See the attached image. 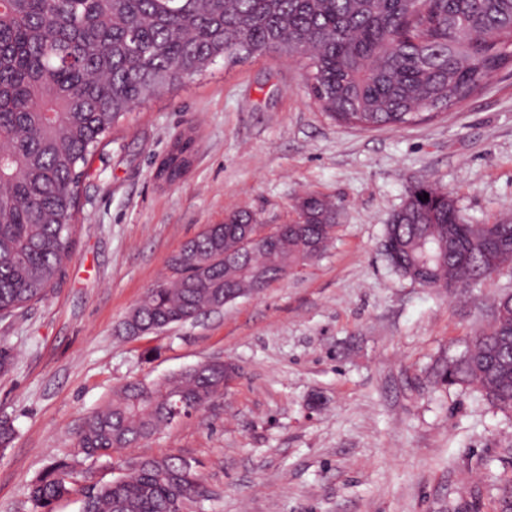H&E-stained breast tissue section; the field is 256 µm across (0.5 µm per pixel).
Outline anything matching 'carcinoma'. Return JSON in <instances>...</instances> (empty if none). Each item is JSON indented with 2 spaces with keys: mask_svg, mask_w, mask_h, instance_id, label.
Segmentation results:
<instances>
[{
  "mask_svg": "<svg viewBox=\"0 0 512 512\" xmlns=\"http://www.w3.org/2000/svg\"><path fill=\"white\" fill-rule=\"evenodd\" d=\"M271 53L307 60L311 99L339 125L369 130L430 121L512 70V0H0V319L57 287L75 244L91 159L114 124L160 89L229 61ZM195 138H175L168 181L192 165ZM429 199H422V195ZM279 248L255 244L224 262L235 235L208 226L168 260L170 276L122 322L146 336L199 316L224 288L253 287L261 269L279 281L321 257L336 204L307 194ZM397 274L432 289L465 288L512 266V223L470 224L454 199L420 179L385 226ZM209 279L194 281L195 266ZM437 386L470 387L512 414V304L491 329L440 358ZM224 386L213 362L154 384L125 382L78 434L84 458L133 448L181 414L202 410ZM75 467L55 461L33 481L37 512L73 492ZM196 467L174 454L124 462L113 480L82 489L83 512H188Z\"/></svg>",
  "mask_w": 512,
  "mask_h": 512,
  "instance_id": "cac0c4a2",
  "label": "carcinoma"
}]
</instances>
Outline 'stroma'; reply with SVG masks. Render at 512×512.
<instances>
[{"label":"stroma","instance_id":"35a3bbf8","mask_svg":"<svg viewBox=\"0 0 512 512\" xmlns=\"http://www.w3.org/2000/svg\"><path fill=\"white\" fill-rule=\"evenodd\" d=\"M189 128L192 167L158 181ZM417 179L448 191L470 223L512 222V72L434 121L361 131L320 111L300 59L220 58L121 118L90 166L57 288L0 320L13 354L0 419L16 430L0 454V512H34L29 485L55 460L80 465L55 512H81V488L141 454L196 462L204 493L190 512H497L512 418L472 390H438L429 369L491 327L512 267L461 296L395 274L384 226ZM307 193L339 205L319 259L220 312L120 333L168 258L206 226L241 209L286 224ZM214 360L238 374L202 411L112 460H84L78 431L121 384Z\"/></svg>","mask_w":512,"mask_h":512}]
</instances>
